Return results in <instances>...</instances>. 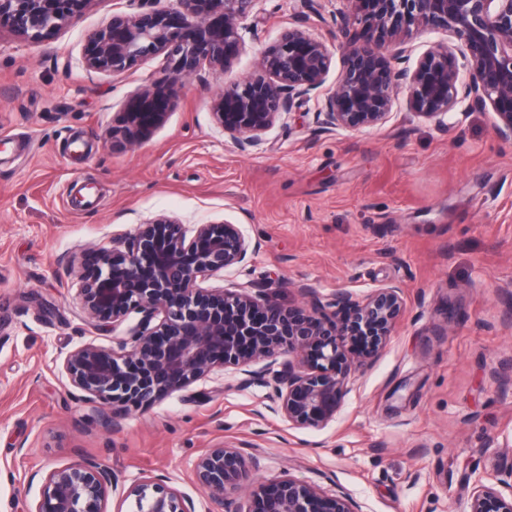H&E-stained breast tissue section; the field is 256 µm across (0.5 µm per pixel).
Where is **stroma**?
<instances>
[{"instance_id": "stroma-1", "label": "stroma", "mask_w": 512, "mask_h": 512, "mask_svg": "<svg viewBox=\"0 0 512 512\" xmlns=\"http://www.w3.org/2000/svg\"><path fill=\"white\" fill-rule=\"evenodd\" d=\"M340 7L327 0L316 16L303 0H257L230 73L183 75L164 122L133 147L112 131L139 88L170 75L169 60L95 73L84 55L89 34L138 12L137 0H91L37 42L0 30V512H28L45 473L84 456L119 477L110 512H131L122 493L146 474L212 512L193 468L219 443L261 454L237 492L245 505L254 483L287 474L349 494L362 512H465L476 479L512 463L495 450L512 435V143L491 113L462 109L442 125L408 115L400 94L382 126L326 130L312 100L246 152L212 120L225 78H249L291 24L332 51V89L342 45L373 39L338 23ZM160 215L189 228L230 222L259 241L214 287L260 285L265 299L304 308L400 287L390 339L327 427L291 426L270 388L232 368L116 429L68 392L66 353L125 333L86 324L71 261Z\"/></svg>"}]
</instances>
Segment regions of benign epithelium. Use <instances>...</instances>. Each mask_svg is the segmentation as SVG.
I'll return each mask as SVG.
<instances>
[{"label":"benign epithelium","mask_w":512,"mask_h":512,"mask_svg":"<svg viewBox=\"0 0 512 512\" xmlns=\"http://www.w3.org/2000/svg\"><path fill=\"white\" fill-rule=\"evenodd\" d=\"M92 0H0V26L39 40L68 26ZM177 8L117 13L89 36L84 66L116 72L152 56L174 63L172 75L136 95L140 108L124 113L122 132L136 141L166 115L183 73L203 68L229 71L243 47L240 30L256 0H175ZM339 19L373 29L372 44L343 46L345 71L324 94L315 119L325 129L366 131L389 121L394 92L406 108L439 122L464 105L490 112L497 138L512 142V0H342ZM442 31L410 68L406 37ZM327 44L298 25L283 29L243 82L226 81L212 105L214 123L234 146H260L265 134L301 103L317 96L330 70ZM257 245L236 224H198L191 230L159 216L112 248L95 253L91 273L77 271V297L89 324L117 328L135 313L139 319L115 346L82 343L63 361L68 384L79 400L94 403L101 421L117 428L124 411L149 405L187 389L209 374L235 367L242 382L272 387L275 411L303 429L329 425L349 392L352 371L378 356L403 310L396 286L356 301L341 292L335 304L344 315L315 303L308 310L271 303L204 283L244 263ZM293 354L274 371L266 360ZM260 455L223 445L196 461L194 479L216 512H361L350 497L328 496L311 483L284 475L251 490L247 511L232 495ZM118 479L105 463L82 457L50 469L39 497L27 512H108ZM508 492H503V489ZM131 512H195L192 502L144 476L131 484ZM468 512H512V464L494 470L492 482L477 481Z\"/></svg>","instance_id":"1"}]
</instances>
